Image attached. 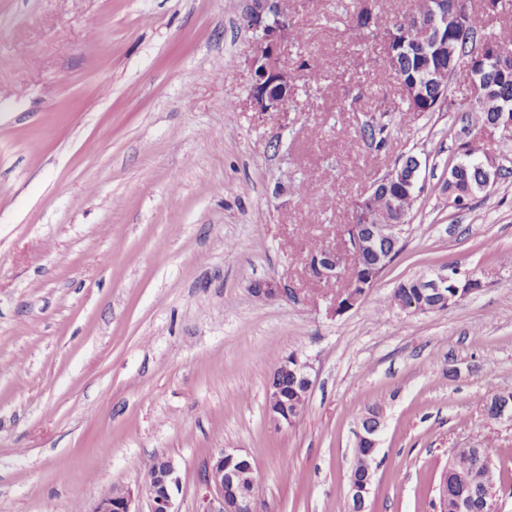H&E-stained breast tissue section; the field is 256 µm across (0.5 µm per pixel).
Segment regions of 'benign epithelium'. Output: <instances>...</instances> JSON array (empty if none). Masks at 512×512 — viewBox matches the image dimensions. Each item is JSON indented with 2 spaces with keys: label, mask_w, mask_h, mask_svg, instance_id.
Returning <instances> with one entry per match:
<instances>
[{
  "label": "benign epithelium",
  "mask_w": 512,
  "mask_h": 512,
  "mask_svg": "<svg viewBox=\"0 0 512 512\" xmlns=\"http://www.w3.org/2000/svg\"><path fill=\"white\" fill-rule=\"evenodd\" d=\"M249 29L258 34L256 48L253 55L248 58V65L252 74V83L249 90V102L257 112L271 110H284L295 88L294 74L282 61V51L292 40L293 33L287 19L280 10L279 0H250V6L244 15ZM463 28L467 25V15L455 11L450 18H439L435 26H430L415 15L397 21L385 33V62L391 71L399 69V54L407 42L415 41L428 48L439 58L452 57V49L448 45V38L442 36L447 25ZM434 87L433 73L425 70L423 83H410L404 88L405 96L413 101H422L425 97V87ZM484 140H496L502 144L512 141V103L504 102L499 105L496 121L488 126L478 129L472 136L476 146H481ZM480 168L485 176L482 189L495 184L506 164L512 158L503 152L486 150L478 154ZM423 164L418 157H413L410 170L405 171L399 165L389 168L378 183L387 187L397 185L409 191L416 189L423 181ZM402 225L389 224L380 217L375 216L370 201H365L357 207L350 223L343 226L340 232L342 243L341 253L331 251L325 257L324 266L318 270L330 279L351 280L348 288L349 296L345 303L340 299H333L327 313L333 315L350 309L359 303L375 284V280L394 261L393 251L387 249V244L403 236ZM363 250H372L376 253V269L372 275L364 280L352 276V263ZM473 273L465 271L458 266L442 267L431 275H424L417 282V287L438 300V306L447 309L464 298L477 292L470 287ZM252 292L258 297L286 298L293 294L287 284L276 281H262L255 284ZM494 405L500 420L512 421V395L499 394L494 399ZM382 426L375 428L358 426L357 438L365 446L377 449L379 434ZM459 449H454L450 461L456 463L461 473L467 476L468 493L455 503L454 512H472L475 501L482 503L481 512H494L492 478L476 479L468 476L469 455L458 456ZM242 457L235 451L224 450L212 457L207 464L203 476V485L206 495L203 498L204 508L200 512H244L248 505L250 493L229 494L224 485H234L237 473L224 472V460ZM372 481H358L349 478V508L351 512H366L367 496ZM179 486L178 467L175 461L168 457H160L156 462L153 480L139 482L137 490L125 486L115 485L101 493L94 502L90 512H139L135 508L136 498L144 494L150 501V512H176L173 508L175 489Z\"/></svg>",
  "instance_id": "7a95c632"
}]
</instances>
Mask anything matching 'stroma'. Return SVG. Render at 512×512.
I'll return each mask as SVG.
<instances>
[{
  "mask_svg": "<svg viewBox=\"0 0 512 512\" xmlns=\"http://www.w3.org/2000/svg\"><path fill=\"white\" fill-rule=\"evenodd\" d=\"M415 0H381L366 41L352 0H284L304 38L287 112L247 101L249 0H0V512H90L178 465L198 512L207 462L251 461L260 512H347L359 418L387 406L369 512H437L453 449L487 442L494 508L512 512V177L448 199L469 88L406 112L383 35ZM322 75L303 77L305 66ZM392 116L387 147L360 127ZM425 168L405 247L352 309L312 280L306 245L335 241L355 200L402 156ZM316 182L320 197L300 184ZM456 263L482 288L439 312L389 303ZM285 281L293 299L254 283ZM313 365L305 413L275 428L274 357Z\"/></svg>",
  "mask_w": 512,
  "mask_h": 512,
  "instance_id": "obj_1",
  "label": "stroma"
}]
</instances>
